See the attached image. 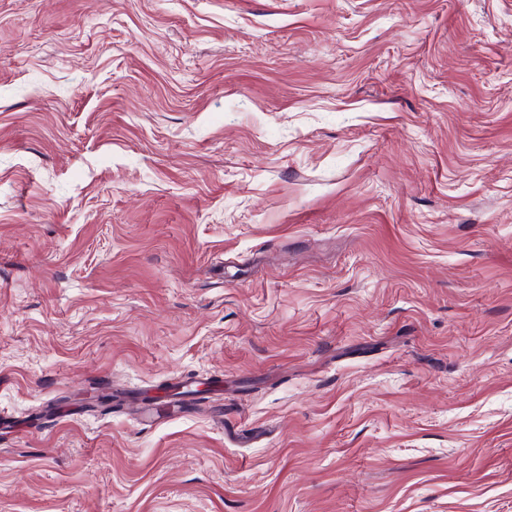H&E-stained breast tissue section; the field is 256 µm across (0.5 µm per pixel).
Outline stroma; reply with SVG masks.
I'll use <instances>...</instances> for the list:
<instances>
[{"label":"stroma","mask_w":512,"mask_h":512,"mask_svg":"<svg viewBox=\"0 0 512 512\" xmlns=\"http://www.w3.org/2000/svg\"><path fill=\"white\" fill-rule=\"evenodd\" d=\"M0 414V512H512V0H0Z\"/></svg>","instance_id":"obj_1"}]
</instances>
